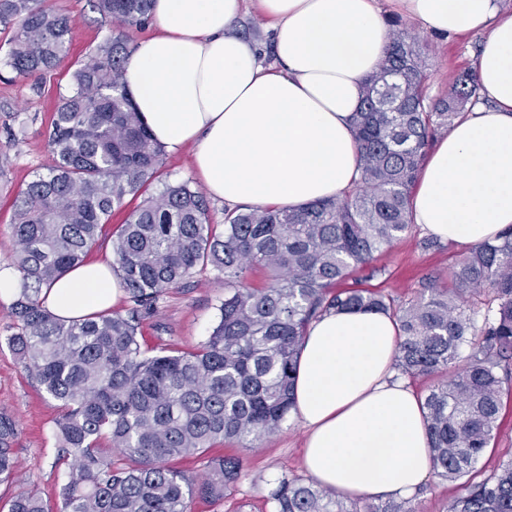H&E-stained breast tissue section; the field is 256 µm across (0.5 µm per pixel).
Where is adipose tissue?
Wrapping results in <instances>:
<instances>
[{"mask_svg":"<svg viewBox=\"0 0 512 512\" xmlns=\"http://www.w3.org/2000/svg\"><path fill=\"white\" fill-rule=\"evenodd\" d=\"M429 31L484 32L473 74L482 105L437 141L409 218L443 242L475 245L512 225V10L502 0H393ZM241 0H154L155 36L124 81L154 139L192 148L208 194L227 204L293 210L342 196L359 177L353 117L389 26L376 0H255L276 62L236 32ZM111 261L64 274L40 298L56 317L114 306ZM399 329L370 310L312 323L297 359L293 416L307 471L348 498L410 499L431 465L423 402L395 372Z\"/></svg>","mask_w":512,"mask_h":512,"instance_id":"adipose-tissue-1","label":"adipose tissue"}]
</instances>
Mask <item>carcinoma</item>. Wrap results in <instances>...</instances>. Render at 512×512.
Masks as SVG:
<instances>
[{"mask_svg":"<svg viewBox=\"0 0 512 512\" xmlns=\"http://www.w3.org/2000/svg\"><path fill=\"white\" fill-rule=\"evenodd\" d=\"M40 2L0 0V25L13 29L0 52L22 77L55 70L70 52L72 18ZM152 6L153 0H92L119 29L78 61L48 132L53 164L14 202L13 267L21 284L8 344L60 409L56 441L72 463L59 512H188L196 494L224 498V487L241 475L240 457L210 459L201 480L171 461L202 457L226 440L257 448L277 435L293 405L309 324L342 309L392 316L400 336L397 370L436 379L423 408L431 467L460 486L447 512H512V460L480 482L470 480L497 433L503 395L512 394V226L460 259L450 271L453 288L433 283L406 307L366 288H339L410 229L411 193L431 139L479 98L472 73L429 101L421 38L388 21V51L365 80L354 117L359 180L344 196L297 211L228 209L220 231L204 194L188 182L146 195L162 175L165 152L126 89L131 49L124 29L147 24ZM129 196L143 197L142 204L112 229L126 314L69 323L55 317L40 303L42 288L84 263ZM199 265L224 278L212 332L187 351L144 348L143 321ZM255 269L268 272L261 287L248 283ZM484 288L498 309L477 330L459 300ZM462 360V369L450 373ZM15 431V421L1 412V480L17 472ZM104 439L120 462L101 454ZM268 501L272 512H412L404 502L348 507L303 478L279 479ZM8 512L46 510L39 494L28 491L12 499Z\"/></svg>","mask_w":512,"mask_h":512,"instance_id":"carcinoma-1","label":"carcinoma"}]
</instances>
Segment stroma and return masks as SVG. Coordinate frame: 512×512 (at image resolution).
Wrapping results in <instances>:
<instances>
[{
    "label": "stroma",
    "mask_w": 512,
    "mask_h": 512,
    "mask_svg": "<svg viewBox=\"0 0 512 512\" xmlns=\"http://www.w3.org/2000/svg\"><path fill=\"white\" fill-rule=\"evenodd\" d=\"M45 5L74 20L68 58L38 79L17 76L0 60V263L11 262L15 248L11 222L17 193L36 172L46 171L53 163L47 133L58 96L69 90L75 63L116 28L112 18L94 12L89 0H45ZM401 25L420 34L423 40L426 93L432 98L447 93L455 76L470 68L482 40L478 33L458 36L428 32L406 19ZM427 238L420 226H412L390 250L377 255L371 266L353 271L346 286L382 292L400 306L417 300L430 283L447 282L450 269L466 253L465 248L443 242L427 247ZM223 300V280L209 269L196 272L190 283L168 290L160 300L158 313L144 321L141 336L145 345L196 347L216 325ZM13 302L10 296L0 298V412L16 422L14 448L21 477L0 482V507L18 493L33 489L50 512H57L59 493L69 473V463L60 459L55 439V421L60 412L23 370L7 343L13 332ZM302 443L303 431L291 417L278 435L264 440L259 448L245 451L234 443L216 445L210 449V457L241 456V476L225 488L223 499L194 497L189 512H271L267 497L275 483L284 477L306 475ZM510 459L512 399H507L497 435L474 468L475 479H485L500 462ZM457 492V484L432 474L410 499L409 506L412 512H446Z\"/></svg>",
    "instance_id": "stroma-1"
}]
</instances>
